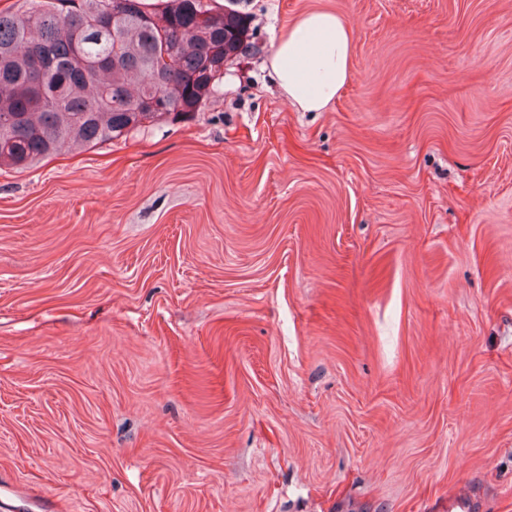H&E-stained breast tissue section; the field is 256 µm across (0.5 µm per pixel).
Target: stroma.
<instances>
[{"instance_id":"obj_1","label":"stroma","mask_w":512,"mask_h":512,"mask_svg":"<svg viewBox=\"0 0 512 512\" xmlns=\"http://www.w3.org/2000/svg\"><path fill=\"white\" fill-rule=\"evenodd\" d=\"M228 4L201 112L0 168V512H512V0ZM351 57L347 24L335 12L316 9L280 34L267 65L291 105L301 112H323L345 87Z\"/></svg>"}]
</instances>
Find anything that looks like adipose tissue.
I'll return each mask as SVG.
<instances>
[{
    "label": "adipose tissue",
    "instance_id": "obj_1",
    "mask_svg": "<svg viewBox=\"0 0 512 512\" xmlns=\"http://www.w3.org/2000/svg\"><path fill=\"white\" fill-rule=\"evenodd\" d=\"M352 37L329 10L305 12L284 30L267 60L281 93L303 112L325 111L350 74Z\"/></svg>",
    "mask_w": 512,
    "mask_h": 512
}]
</instances>
